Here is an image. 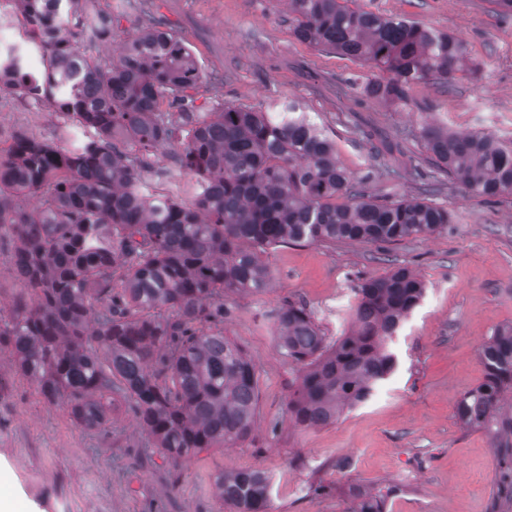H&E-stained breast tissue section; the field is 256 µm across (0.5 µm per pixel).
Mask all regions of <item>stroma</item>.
<instances>
[{"label": "stroma", "instance_id": "1", "mask_svg": "<svg viewBox=\"0 0 512 512\" xmlns=\"http://www.w3.org/2000/svg\"><path fill=\"white\" fill-rule=\"evenodd\" d=\"M363 9L418 21L463 39L477 74L452 84L419 83L411 105L364 93L374 72L298 40L283 0H95L112 18L111 42L133 36L146 15L191 46L202 78L196 105L255 106L292 98L336 141V159L379 201L431 198L452 224L395 244L350 241L268 249L274 279L264 293H229L224 334L259 371L250 442L209 448L179 464L165 459L123 401L104 429L77 424L64 403H48L0 355V497L17 512H230L215 490L220 472L258 468L273 480L271 512H345L350 485L389 487L387 512H512L496 503L497 450L456 417L460 397L484 379L483 343L512 325V199L473 197L429 160L420 139L428 117L453 132L512 138V16L488 0H356ZM69 149L86 131L49 103L0 88V144L16 136ZM173 149L143 174L150 193L184 202ZM406 267L428 285L395 345L399 366L367 403L336 423L297 427L287 413L294 371L274 336L287 302L305 303L328 338L353 326L361 279Z\"/></svg>", "mask_w": 512, "mask_h": 512}]
</instances>
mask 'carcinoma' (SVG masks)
Segmentation results:
<instances>
[{
  "mask_svg": "<svg viewBox=\"0 0 512 512\" xmlns=\"http://www.w3.org/2000/svg\"><path fill=\"white\" fill-rule=\"evenodd\" d=\"M39 38L41 75L12 57L0 84L88 130L70 150L18 136L0 151V242L13 245V272L26 289L0 312V354L48 402L64 399L89 429L109 422L120 398L157 450L177 464L208 448L251 437L258 368L224 336V294L261 293L273 279L267 249L336 240L393 243L452 223L423 199L378 202L363 179L340 167L335 140L296 101L206 109L188 91L197 60L177 33L146 20L109 62L78 45L69 17L79 0H14ZM297 39L382 73L373 98L405 102L418 83L455 79L466 43L405 18L349 6V0H288ZM97 38H112V17L93 14ZM82 81H70L76 64ZM170 96L180 112H162ZM420 137L436 167L484 199L512 198V140L452 133L430 122ZM179 145L174 160L193 174L194 200L148 194L151 156ZM16 195L35 196L28 210ZM411 270L363 279L355 328L327 338L304 304L274 319L280 353L297 368L288 413L309 429L335 423L369 401L396 371L393 332L424 300ZM484 380L459 400L464 427L484 432L512 474V417L500 411L512 389V327L483 344ZM233 512H270L271 478L260 469L219 473ZM391 489L351 487L346 512H386Z\"/></svg>",
  "mask_w": 512,
  "mask_h": 512,
  "instance_id": "cac0c4a2",
  "label": "carcinoma"
}]
</instances>
